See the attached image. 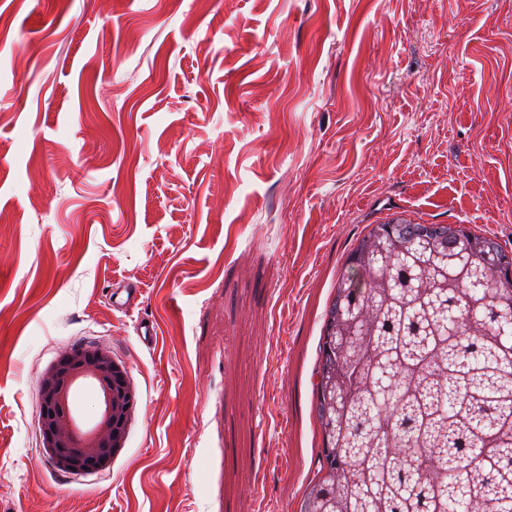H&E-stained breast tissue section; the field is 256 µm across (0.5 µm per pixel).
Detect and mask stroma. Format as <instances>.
<instances>
[{
  "label": "stroma",
  "mask_w": 512,
  "mask_h": 512,
  "mask_svg": "<svg viewBox=\"0 0 512 512\" xmlns=\"http://www.w3.org/2000/svg\"><path fill=\"white\" fill-rule=\"evenodd\" d=\"M393 211L512 249V0H0V512H294L323 308ZM88 343L136 407L68 473L37 389Z\"/></svg>",
  "instance_id": "1"
}]
</instances>
